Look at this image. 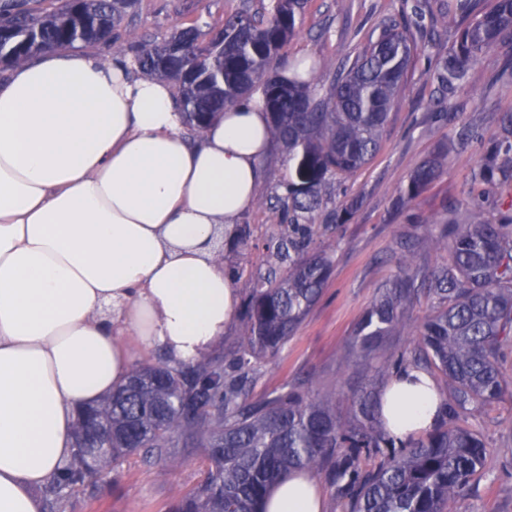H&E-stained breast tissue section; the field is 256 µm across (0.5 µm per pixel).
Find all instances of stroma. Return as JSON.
I'll list each match as a JSON object with an SVG mask.
<instances>
[{
  "mask_svg": "<svg viewBox=\"0 0 512 512\" xmlns=\"http://www.w3.org/2000/svg\"><path fill=\"white\" fill-rule=\"evenodd\" d=\"M473 0H306L296 19V32L283 46L286 61H322L315 78L319 91L331 85L337 67L354 59L382 22L400 19L420 5L422 18L413 31L420 47L408 74L404 102L390 116L382 148L375 159L352 180L332 178L321 189L316 213L321 224L313 248L328 250L331 275L317 304L305 317L281 353L266 361L252 391L260 399L274 389L311 383L315 392L333 397L337 415H347L351 398L362 383L377 381L367 365L347 367L339 358L351 348L354 331L364 310L380 288L398 271L402 241L418 240L414 263L428 271L445 263L447 253L434 251L430 236L436 223L470 217V200L482 188L473 174L485 151L504 138L502 118L512 113V41L483 53L467 70L454 102L455 110L438 114L433 103L432 69L447 54L458 26ZM260 0H142L136 14L115 32L118 44H135L145 34L171 35L183 22H197L201 30L222 26L225 16L239 11H260ZM447 148L439 176L410 205L398 204L400 191L414 169L440 148ZM289 175L288 161L270 152L260 195L244 216L251 235L246 241H225L222 259L236 287L251 278L283 275L270 241L271 209ZM356 195L361 205L345 224L324 223L345 195ZM458 425L483 439L487 454L480 478L460 492L456 512H512V393L485 407L462 413ZM178 467L139 458L124 463L108 484L102 485L94 504L73 499L66 512H168L203 476L195 453L182 455Z\"/></svg>",
  "mask_w": 512,
  "mask_h": 512,
  "instance_id": "obj_1",
  "label": "stroma"
}]
</instances>
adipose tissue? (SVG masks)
Masks as SVG:
<instances>
[{
    "instance_id": "adipose-tissue-1",
    "label": "adipose tissue",
    "mask_w": 512,
    "mask_h": 512,
    "mask_svg": "<svg viewBox=\"0 0 512 512\" xmlns=\"http://www.w3.org/2000/svg\"><path fill=\"white\" fill-rule=\"evenodd\" d=\"M269 147L261 97L193 141L171 82L120 55L48 50L0 81V512H45L79 410L126 382L137 348L178 367L221 344L239 294L217 248ZM380 398L404 441L434 427L441 389L409 367ZM264 512H324L318 480L291 474Z\"/></svg>"
}]
</instances>
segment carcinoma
<instances>
[{"label":"carcinoma","mask_w":512,"mask_h":512,"mask_svg":"<svg viewBox=\"0 0 512 512\" xmlns=\"http://www.w3.org/2000/svg\"><path fill=\"white\" fill-rule=\"evenodd\" d=\"M139 4L0 0V73L45 50L109 44ZM302 5V0H270L262 21L242 11L206 34L193 23L161 41L151 36L116 47L132 56L136 70L176 84L194 134L262 87L271 141L291 164L284 193L272 208L277 257L288 262V273L278 282L258 278L245 284L249 326L238 351L217 352L183 368L164 360L132 368L129 384L97 407L112 438L91 455L78 435L76 458L42 490L50 512H59L73 496L93 499V482L111 481L112 472L135 455L147 464L179 466L177 448L201 451L205 476L170 512H263L277 481L322 467L348 512H455L456 497L483 467L481 438L454 421L470 408L496 403L512 388L501 368L504 345L512 341V216L486 221L480 199L467 223L446 222L433 236V248L448 252V263L423 273L409 257L400 260L352 340V349L367 359L387 337L415 329L412 349L374 369L386 380L409 366L441 376L445 389L429 433L406 443L390 436L370 389L353 395L344 417L302 385L250 400L260 364L280 351L329 279L327 253L309 252L321 187L330 177L350 178L379 152L390 112L406 97L418 50L411 20L385 23L338 69L322 95L302 75L316 68L295 62V79L286 81L276 62L295 33ZM510 35L512 0H494L463 20L452 48L433 69L440 92L436 104L447 108L468 67ZM497 156L490 151L478 173L489 196L496 192ZM443 157L439 152L413 171L402 202L415 200L438 176ZM355 210V201L344 202L327 223L347 222ZM422 293L433 307L413 323L408 312Z\"/></svg>","instance_id":"carcinoma-1"}]
</instances>
